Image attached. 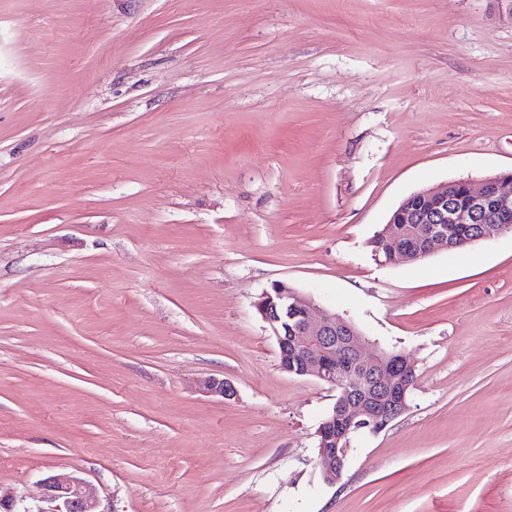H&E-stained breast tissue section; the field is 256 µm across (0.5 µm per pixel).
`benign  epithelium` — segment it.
Listing matches in <instances>:
<instances>
[{
	"label": "benign epithelium",
	"instance_id": "7a95c632",
	"mask_svg": "<svg viewBox=\"0 0 512 512\" xmlns=\"http://www.w3.org/2000/svg\"><path fill=\"white\" fill-rule=\"evenodd\" d=\"M393 234L381 233L387 261L414 262L461 245L492 241L512 234V173L486 178L476 188L466 179L441 189L413 193L392 215ZM274 294L256 302L258 314L271 325L283 324L288 361L280 368L313 376L338 391L332 417L319 426L317 464L330 485L343 478L352 436L365 429L377 433L402 415L415 375L414 364L396 352L364 354L366 340L343 317L317 314L315 302L278 282ZM202 392L232 399L234 387L222 378L199 382ZM41 505L17 510L16 501L0 495V512H99L82 479L54 473L41 480Z\"/></svg>",
	"mask_w": 512,
	"mask_h": 512
}]
</instances>
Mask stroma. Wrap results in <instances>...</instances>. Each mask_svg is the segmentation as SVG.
Here are the masks:
<instances>
[{"instance_id":"35a3bbf8","label":"stroma","mask_w":512,"mask_h":512,"mask_svg":"<svg viewBox=\"0 0 512 512\" xmlns=\"http://www.w3.org/2000/svg\"><path fill=\"white\" fill-rule=\"evenodd\" d=\"M510 171L512 0H0V493L512 512V234L370 246L408 195ZM277 281L415 365L333 486L336 393L254 307Z\"/></svg>"}]
</instances>
